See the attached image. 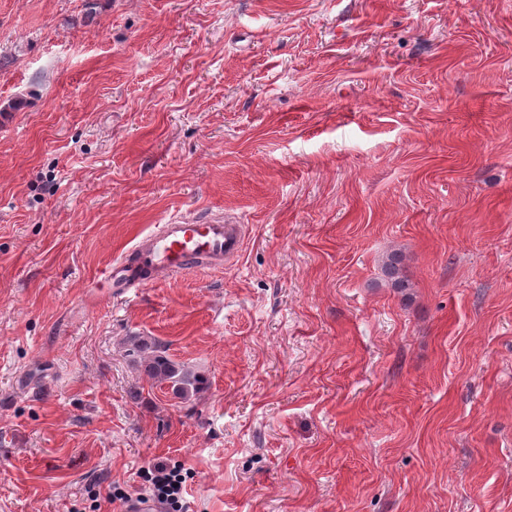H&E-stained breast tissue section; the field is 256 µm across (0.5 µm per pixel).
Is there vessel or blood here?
<instances>
[{"label":"vessel or blood","instance_id":"1","mask_svg":"<svg viewBox=\"0 0 512 512\" xmlns=\"http://www.w3.org/2000/svg\"><path fill=\"white\" fill-rule=\"evenodd\" d=\"M244 242V227L235 218L176 216L137 239L128 255L113 259L102 278L113 298L127 299L163 277L198 267L223 268L240 257Z\"/></svg>","mask_w":512,"mask_h":512}]
</instances>
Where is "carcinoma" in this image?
Segmentation results:
<instances>
[{
  "label": "carcinoma",
  "mask_w": 512,
  "mask_h": 512,
  "mask_svg": "<svg viewBox=\"0 0 512 512\" xmlns=\"http://www.w3.org/2000/svg\"><path fill=\"white\" fill-rule=\"evenodd\" d=\"M404 260L405 256L400 252L389 254L383 272L388 285L407 296L411 285L403 272ZM125 352L141 373L155 382L169 384L173 395L180 400H191L204 387V379L192 366L173 360L166 347L151 336L128 337Z\"/></svg>",
  "instance_id": "obj_1"
}]
</instances>
